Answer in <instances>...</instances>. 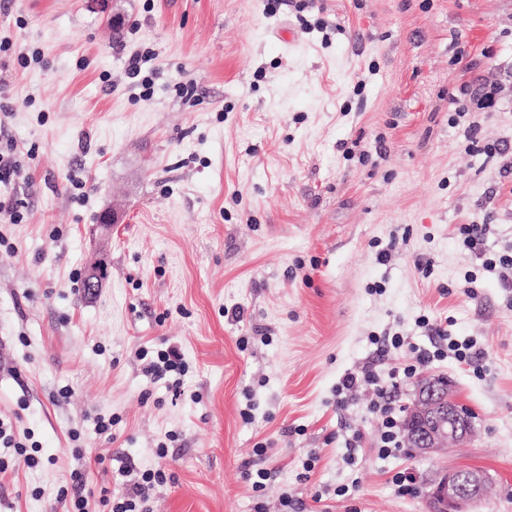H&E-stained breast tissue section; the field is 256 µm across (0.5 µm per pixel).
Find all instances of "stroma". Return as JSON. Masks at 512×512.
<instances>
[{
	"label": "stroma",
	"instance_id": "stroma-1",
	"mask_svg": "<svg viewBox=\"0 0 512 512\" xmlns=\"http://www.w3.org/2000/svg\"><path fill=\"white\" fill-rule=\"evenodd\" d=\"M1 42L22 176L0 195L25 206L0 221V420L42 463L0 446V512H64L75 471L119 490L98 457L154 467L169 432L151 512H432L449 470L487 475L472 512H512V288L482 267L512 249V0H0ZM479 85L491 101L458 112ZM465 224L490 227L476 248ZM422 316L475 339L482 373L448 357L393 380L433 346ZM169 346L178 397L146 372ZM367 366L402 407L447 377L473 435L380 457L370 393L336 403Z\"/></svg>",
	"mask_w": 512,
	"mask_h": 512
}]
</instances>
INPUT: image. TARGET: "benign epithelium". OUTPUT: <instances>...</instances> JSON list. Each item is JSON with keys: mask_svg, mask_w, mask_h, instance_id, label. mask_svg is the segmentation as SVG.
<instances>
[{"mask_svg": "<svg viewBox=\"0 0 512 512\" xmlns=\"http://www.w3.org/2000/svg\"><path fill=\"white\" fill-rule=\"evenodd\" d=\"M106 261L97 260L89 269V286L97 288L106 275ZM415 420L422 429L407 434L410 447L419 454L437 453L450 443H459L471 436L458 407L432 386L417 394ZM487 484L485 474L478 471H450L435 484L432 498L437 512H465V508L481 499Z\"/></svg>", "mask_w": 512, "mask_h": 512, "instance_id": "7a95c632", "label": "benign epithelium"}]
</instances>
